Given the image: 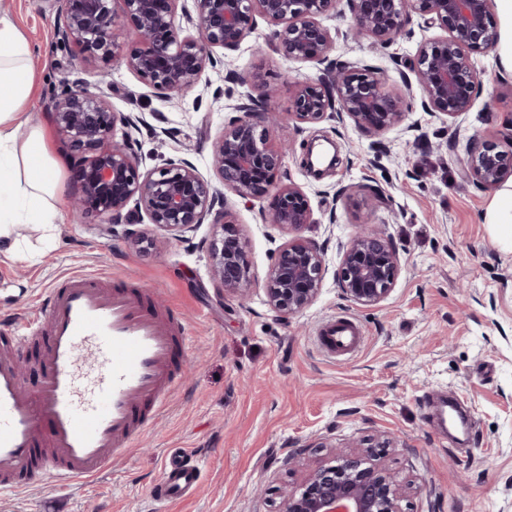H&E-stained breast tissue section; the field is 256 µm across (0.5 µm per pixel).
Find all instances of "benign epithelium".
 Returning <instances> with one entry per match:
<instances>
[{
    "instance_id": "1",
    "label": "benign epithelium",
    "mask_w": 512,
    "mask_h": 512,
    "mask_svg": "<svg viewBox=\"0 0 512 512\" xmlns=\"http://www.w3.org/2000/svg\"><path fill=\"white\" fill-rule=\"evenodd\" d=\"M38 0L55 11L58 42L75 45L82 61L95 68L96 80L76 76L62 81L51 98L57 133L92 153L79 158L81 176L72 208L75 219L94 209L109 227L148 223L183 240L205 222L215 234L210 243L211 275L223 294L245 296L250 289L248 261L231 213L227 194L250 202L272 196L263 219L290 231L315 223L302 188L279 176L280 155L268 145L269 109L249 100L212 145V163L222 188L211 185L197 166L170 160L142 171L133 149V133L142 117L112 110V68H124L142 84L166 95L199 85L218 64L216 50L234 49L254 32L256 18L274 27L272 42L287 59L322 64L336 46L338 33L323 19L338 12L341 0ZM490 0H346L351 28L375 42L390 45L413 17L437 26L446 36L420 43L403 76L407 90L418 89L424 110L457 119L470 111L484 72L473 57L490 52L498 41ZM133 21L137 51H115L120 18ZM291 120L314 124L330 116L381 134L406 120L405 99L385 87L379 72L358 63L325 68L315 79L293 86ZM309 146L303 165L313 175L335 168L338 153L320 169ZM464 173L486 191L512 177V150L476 134ZM401 270L399 250L387 239L363 229L343 249L337 278L351 302L375 306L394 289ZM325 272L324 251L315 242L295 236L281 245L270 267L265 291L271 310L282 316L298 313L318 297ZM405 488L379 465L360 458L313 469L299 490L285 492L280 512H402Z\"/></svg>"
}]
</instances>
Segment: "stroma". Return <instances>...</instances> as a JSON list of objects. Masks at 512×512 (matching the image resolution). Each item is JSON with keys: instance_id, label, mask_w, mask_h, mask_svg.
<instances>
[{"instance_id": "obj_1", "label": "stroma", "mask_w": 512, "mask_h": 512, "mask_svg": "<svg viewBox=\"0 0 512 512\" xmlns=\"http://www.w3.org/2000/svg\"><path fill=\"white\" fill-rule=\"evenodd\" d=\"M27 35L36 93L27 109L62 162L59 188L74 197L72 149L57 134L50 93L78 67L60 45L56 19L37 0H0ZM339 29L330 62L358 61L380 71L387 89L406 95L405 126L375 135L351 123L288 121L294 82L317 77L321 65L286 59L250 43L219 50L218 65L193 90L168 97L128 71L112 73V108L142 115L134 149L141 169L186 158L219 185L211 143L245 96L265 100L280 123L273 140L288 149L283 179L300 185L316 219L303 237L324 249L317 299L300 313L278 316L266 303L268 270L289 235L260 217L270 198L228 196L252 288L247 299L218 296L210 278L211 225L180 242L144 226L145 242L124 226L107 232L96 211L82 222L63 212L53 225L15 224L0 238V331L32 310L36 298L72 270L93 268L139 282L182 314L192 336L177 352L182 378L161 416L107 479L65 491L53 478L0 496V512H280L284 491L341 454L372 448L376 461L408 489L402 512H512V252L496 241L483 216L492 192L462 176L476 132L499 140L512 126V72L497 51L478 56L485 72L470 112L453 121L432 117L407 96L401 73L420 42L442 37L413 19L406 34L382 46ZM259 82H250V75ZM336 142L339 163L314 177L302 164L308 144ZM390 240L402 256L393 291L363 307L342 294L335 272L342 247L359 224ZM351 316L366 335L349 357L325 356L317 331L325 320ZM202 461L203 477L188 499L159 503L151 494L167 449Z\"/></svg>"}]
</instances>
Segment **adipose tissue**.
I'll use <instances>...</instances> for the list:
<instances>
[{
  "instance_id": "ef3b65f1",
  "label": "adipose tissue",
  "mask_w": 512,
  "mask_h": 512,
  "mask_svg": "<svg viewBox=\"0 0 512 512\" xmlns=\"http://www.w3.org/2000/svg\"><path fill=\"white\" fill-rule=\"evenodd\" d=\"M31 45L13 19L0 13V237L10 225L55 223L68 200L58 189L59 161L47 146V133L31 125L26 106L34 89L27 66ZM29 126L25 143L15 131Z\"/></svg>"
}]
</instances>
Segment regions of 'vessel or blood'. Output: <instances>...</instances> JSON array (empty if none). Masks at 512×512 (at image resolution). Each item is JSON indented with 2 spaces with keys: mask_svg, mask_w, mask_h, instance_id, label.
Returning <instances> with one entry per match:
<instances>
[{
  "mask_svg": "<svg viewBox=\"0 0 512 512\" xmlns=\"http://www.w3.org/2000/svg\"><path fill=\"white\" fill-rule=\"evenodd\" d=\"M364 334L353 319L331 318L319 339L328 354L343 356ZM30 341L41 346L43 376L33 396L23 393L11 352ZM190 341L184 324L129 289L107 287L100 272L65 274L43 308L0 336V494L48 476L65 489L100 479L164 409L177 380L175 349ZM200 477L197 456L173 449L151 494L167 502L191 496Z\"/></svg>",
  "mask_w": 512,
  "mask_h": 512,
  "instance_id": "b4317fda",
  "label": "vessel or blood"
}]
</instances>
